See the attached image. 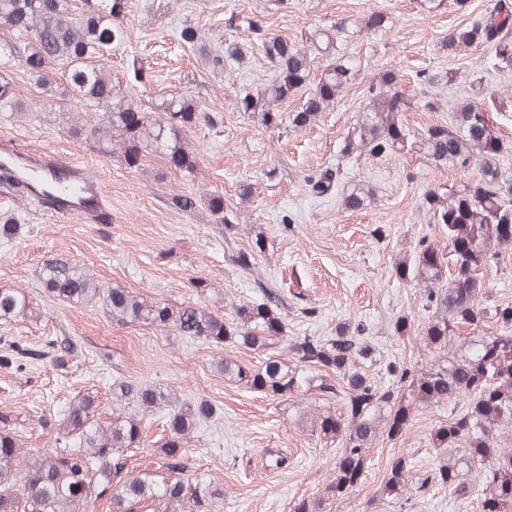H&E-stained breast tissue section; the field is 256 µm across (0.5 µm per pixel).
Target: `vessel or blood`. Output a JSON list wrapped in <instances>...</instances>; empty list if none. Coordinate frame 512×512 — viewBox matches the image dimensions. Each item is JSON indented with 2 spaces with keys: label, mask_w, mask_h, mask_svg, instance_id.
I'll use <instances>...</instances> for the list:
<instances>
[{
  "label": "vessel or blood",
  "mask_w": 512,
  "mask_h": 512,
  "mask_svg": "<svg viewBox=\"0 0 512 512\" xmlns=\"http://www.w3.org/2000/svg\"><path fill=\"white\" fill-rule=\"evenodd\" d=\"M0 180L23 188L36 203L62 218L108 224L112 211L104 186L82 166L45 150L24 151L0 139Z\"/></svg>",
  "instance_id": "obj_1"
}]
</instances>
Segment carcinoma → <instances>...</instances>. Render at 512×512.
<instances>
[{
    "label": "carcinoma",
    "mask_w": 512,
    "mask_h": 512,
    "mask_svg": "<svg viewBox=\"0 0 512 512\" xmlns=\"http://www.w3.org/2000/svg\"><path fill=\"white\" fill-rule=\"evenodd\" d=\"M127 8V0H92L88 9H74L72 0H0V58L24 66L36 81H45L51 66L64 69L66 87L51 96L64 102L76 99L102 110L101 122L86 128L79 115L64 105L58 118L69 123L68 131L81 136L88 132L106 144L123 151L127 166L137 168L144 154L155 153L184 172L196 164L195 153L184 136L200 126L214 128L219 118L201 108L187 95H176L163 103L155 119L130 101L120 98L112 82V71L89 63L91 55L112 47L123 38L114 23ZM181 41L199 50L204 65L219 74L244 59L235 42L224 43V50L211 51L203 45L198 29L184 25ZM350 37L343 21L319 29L305 41L264 35L260 41L264 57L273 71L271 80L258 92H245L239 109L253 114L265 126L282 123L280 107L303 88L309 92L302 105L288 114V124L303 128L335 104L354 77L352 68L341 58L328 64L320 77L311 79L312 60L332 56L338 43ZM484 46L490 51L487 64L495 69L512 70V4L498 0L483 19L448 34V46ZM410 101L397 87V75L385 71L370 87L369 102L351 133L344 140L343 155L379 156L408 147V136L400 123V113ZM486 109L465 99L455 106L454 122L427 128L417 147L438 164L468 168L478 161L476 178L462 189L441 194L430 191L426 205L435 223L448 232V257L422 241L415 266L405 262L395 266L398 277L414 275L423 283V299L434 309L427 339L445 350L455 329L465 323H480L492 314L504 331L482 336L468 352L439 362L427 370H416L397 361L386 364L390 376L386 385L375 384L363 370L373 354L372 346L359 332L344 325L336 336L321 339L300 336L287 343L288 357L276 351L285 329L278 291L258 285L257 303L236 307V322L215 315L197 304L174 309L161 302L140 298L122 288L106 291L91 275L67 259L44 264L42 284L54 297L75 303L98 300L117 324H144L172 330L180 336L203 340L218 350L224 345L241 344L269 351L262 366L250 370L227 357L219 359L224 377L250 389L286 395L313 385L321 391L342 395V411L314 417L312 428L327 441H342L336 459L335 477L326 487L323 499L304 502L294 512H320L325 500L351 493L365 472V445L378 433L382 414H387V437L401 434L411 422L413 411L458 397L472 399L466 411L452 414L439 426L434 440L439 448L457 452L438 472V481L448 486L466 508L482 485L481 512H512V451L501 447L500 438L512 431V304L485 306L486 289L479 270L497 249L512 244V175L503 171L499 157L503 142L490 124L489 112H501L508 101L499 97ZM19 107L8 82H0V112ZM341 170L327 169L309 179L310 193L326 197L340 186ZM342 187V186H340ZM369 191L359 184L342 187V202L359 208ZM169 205L191 212L196 197L179 193ZM208 207L215 223L228 230L236 215L224 207L219 195H211ZM265 238L256 236L249 250H238L233 263L241 270L250 268L255 255L264 252ZM29 304L23 292L0 290V321L10 322L27 315ZM55 360L63 362L77 355L69 338L53 339ZM342 381L337 387L333 379ZM112 402L133 411L119 413L108 424L101 421L100 403L92 395L75 399L63 418L52 423L66 439L64 448L21 463L23 448L18 434L9 425L8 414H0V512H82L92 497L106 496L112 512H135L137 505L152 502L157 512H185L187 508L210 507L220 491L201 480L182 476L181 459L196 425L212 413L205 401L182 407L172 406L171 394L161 387L119 382L112 385ZM168 409L164 434L158 440L159 467L168 473L158 477L151 470L136 474L126 469L127 452L145 446L140 413ZM77 442L70 447L67 439ZM408 467L406 456L391 464L387 490L403 484Z\"/></svg>",
    "instance_id": "carcinoma-1"
}]
</instances>
